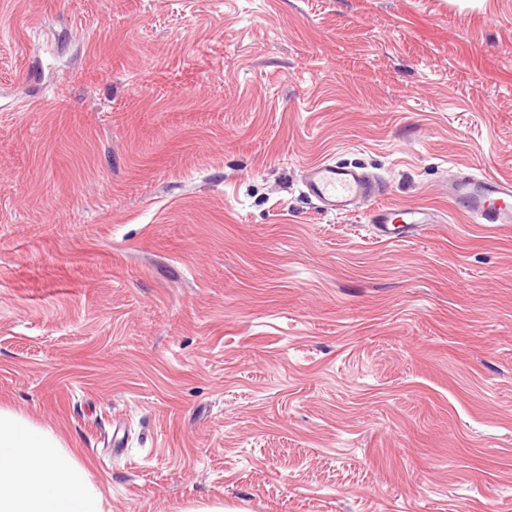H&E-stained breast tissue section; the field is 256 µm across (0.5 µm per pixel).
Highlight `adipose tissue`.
Instances as JSON below:
<instances>
[{"label":"adipose tissue","instance_id":"adipose-tissue-1","mask_svg":"<svg viewBox=\"0 0 512 512\" xmlns=\"http://www.w3.org/2000/svg\"><path fill=\"white\" fill-rule=\"evenodd\" d=\"M0 512H105L87 468L52 431L0 408Z\"/></svg>","mask_w":512,"mask_h":512}]
</instances>
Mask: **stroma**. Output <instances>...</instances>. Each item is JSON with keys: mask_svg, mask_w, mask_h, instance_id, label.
I'll return each mask as SVG.
<instances>
[{"mask_svg": "<svg viewBox=\"0 0 512 512\" xmlns=\"http://www.w3.org/2000/svg\"><path fill=\"white\" fill-rule=\"evenodd\" d=\"M461 170L512 178V0H0V407L106 512H512V227ZM304 184L309 195L327 209L339 212L348 211L379 194V188L369 176L330 162L310 165L305 170ZM448 196L479 224H512V181L489 175H462ZM429 219L430 215L420 209L399 210L394 207H377L369 214L370 224L378 225L379 235L390 241H393L392 235L395 229H390L388 224H430Z\"/></svg>", "mask_w": 512, "mask_h": 512, "instance_id": "35a3bbf8", "label": "stroma"}]
</instances>
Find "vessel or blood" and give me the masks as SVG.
<instances>
[{"label":"vessel or blood","instance_id":"b4317fda","mask_svg":"<svg viewBox=\"0 0 512 512\" xmlns=\"http://www.w3.org/2000/svg\"><path fill=\"white\" fill-rule=\"evenodd\" d=\"M304 184L309 195L324 207L347 211L375 198L379 189L373 179L354 169L329 162L309 166ZM448 196L474 220L482 224H512V181L489 175H463L450 183ZM429 214L420 209L378 207L369 214L381 236L392 237V226L425 224Z\"/></svg>","mask_w":512,"mask_h":512}]
</instances>
